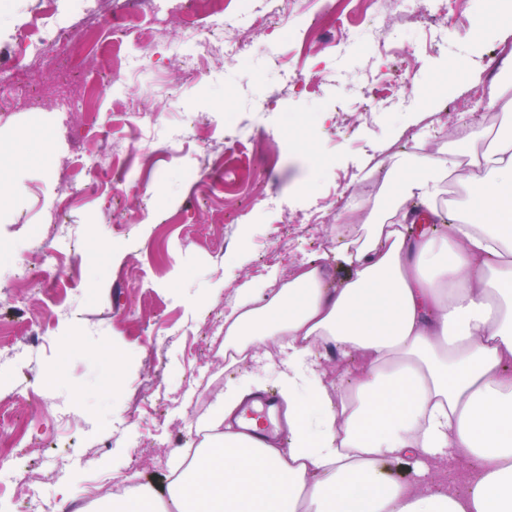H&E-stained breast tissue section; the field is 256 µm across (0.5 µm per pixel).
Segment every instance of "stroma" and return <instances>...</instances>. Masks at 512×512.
Masks as SVG:
<instances>
[{"label": "stroma", "instance_id": "35a3bbf8", "mask_svg": "<svg viewBox=\"0 0 512 512\" xmlns=\"http://www.w3.org/2000/svg\"><path fill=\"white\" fill-rule=\"evenodd\" d=\"M86 2L64 0L75 34L59 48V67L32 71L14 27L34 0H10L0 9V79L26 73L24 93H38L63 71L85 91L65 121L54 111L26 115L16 102L0 103L13 115L0 131V271L28 270L26 287L38 289L34 236L50 237L55 219L79 227L64 253L70 286L27 307L0 304V340L17 353L0 361V401L22 442L40 427L51 440L27 453L0 450V469L40 473L60 459L42 486L51 512L89 500L111 478L165 483L181 441L211 411L217 391L210 346L239 287L273 269L289 277L299 263L325 261V250L336 245L335 225L286 224L283 212L354 207L364 197L362 176L381 182L390 154H413L422 140L447 145L461 98L447 84L451 71L473 68L487 82L497 55L512 50V32L470 40L484 0H453L438 27L447 51H426L438 29L422 25L404 30L389 59L372 57L369 45L357 41L337 61L328 96L291 91L276 110L259 112L255 103L275 88L269 58L311 75L320 44L350 27L364 0H337L336 26L317 41L302 43L280 19L250 58L211 63L194 77L169 64L182 46L178 11L131 22V36L114 52L92 44L117 0H94L91 11ZM160 23L166 41L147 48L148 30ZM368 65L400 73L409 96L374 121H345L346 91L363 82ZM116 70L123 78L113 86ZM131 98L158 112L164 135L139 136ZM186 113L198 120V135L168 138ZM228 117L273 136L218 153ZM66 121L92 128L91 153L118 140L126 149L109 167L79 170L66 181L60 171L73 158L63 138ZM286 123L296 133L277 137ZM259 192L269 207H252L249 197ZM328 264L333 282L347 277L340 262ZM68 305L71 316L54 322L53 312Z\"/></svg>", "mask_w": 512, "mask_h": 512}]
</instances>
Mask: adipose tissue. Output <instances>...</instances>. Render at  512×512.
Masks as SVG:
<instances>
[{"mask_svg": "<svg viewBox=\"0 0 512 512\" xmlns=\"http://www.w3.org/2000/svg\"><path fill=\"white\" fill-rule=\"evenodd\" d=\"M493 97L500 130L450 151L393 153L361 234L344 244L340 286L301 264L242 286L224 316L229 365L270 341L290 417L287 448L224 427L261 390L252 376L212 404L196 456L163 488L137 485L112 512H512V63ZM467 190L446 221V183ZM342 361L324 383L317 351ZM408 462L407 479L392 461Z\"/></svg>", "mask_w": 512, "mask_h": 512, "instance_id": "1", "label": "adipose tissue"}]
</instances>
